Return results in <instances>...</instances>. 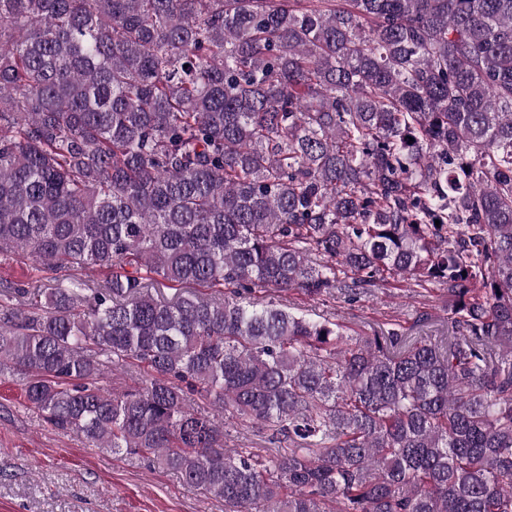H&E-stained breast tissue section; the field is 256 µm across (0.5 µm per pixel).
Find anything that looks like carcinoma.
I'll return each instance as SVG.
<instances>
[{
	"label": "carcinoma",
	"instance_id": "1",
	"mask_svg": "<svg viewBox=\"0 0 512 512\" xmlns=\"http://www.w3.org/2000/svg\"><path fill=\"white\" fill-rule=\"evenodd\" d=\"M12 251L0 375L52 426L229 512H512V0H0ZM391 280L448 335L288 301ZM31 262L19 260L15 255L4 254L0 257V284L5 280L12 283H24L31 281ZM227 426V427H226ZM226 443L228 448H254L253 450L266 454H288V440L283 438L271 439V431L258 427H241L226 425Z\"/></svg>",
	"mask_w": 512,
	"mask_h": 512
}]
</instances>
